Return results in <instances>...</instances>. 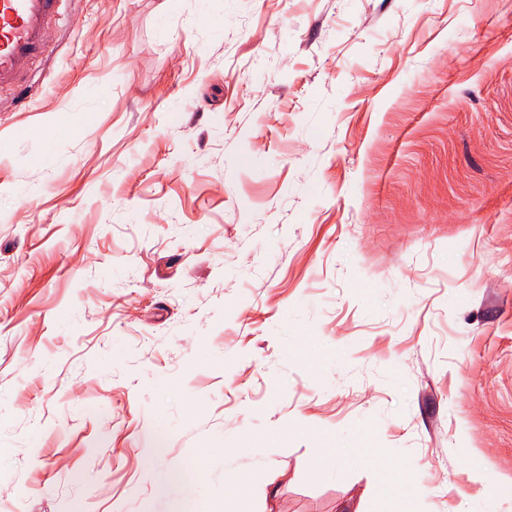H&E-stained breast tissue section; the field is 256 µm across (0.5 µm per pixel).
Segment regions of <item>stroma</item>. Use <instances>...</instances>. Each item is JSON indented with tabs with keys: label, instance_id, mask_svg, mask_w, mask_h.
Wrapping results in <instances>:
<instances>
[{
	"label": "stroma",
	"instance_id": "35a3bbf8",
	"mask_svg": "<svg viewBox=\"0 0 512 512\" xmlns=\"http://www.w3.org/2000/svg\"><path fill=\"white\" fill-rule=\"evenodd\" d=\"M30 81L0 512H512V0H70ZM379 476L387 494L398 499L399 507L394 512H410L409 499L405 490L406 477L403 472L389 466L379 467ZM225 502H227L230 510H225ZM224 511L225 512H250L249 502L245 495V488L238 479H229L227 486L225 484L224 495Z\"/></svg>",
	"mask_w": 512,
	"mask_h": 512
}]
</instances>
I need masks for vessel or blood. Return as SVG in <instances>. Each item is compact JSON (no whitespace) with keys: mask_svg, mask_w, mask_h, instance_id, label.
<instances>
[{"mask_svg":"<svg viewBox=\"0 0 512 512\" xmlns=\"http://www.w3.org/2000/svg\"><path fill=\"white\" fill-rule=\"evenodd\" d=\"M66 0H0V92L21 93L53 42Z\"/></svg>","mask_w":512,"mask_h":512,"instance_id":"obj_1","label":"vessel or blood"}]
</instances>
